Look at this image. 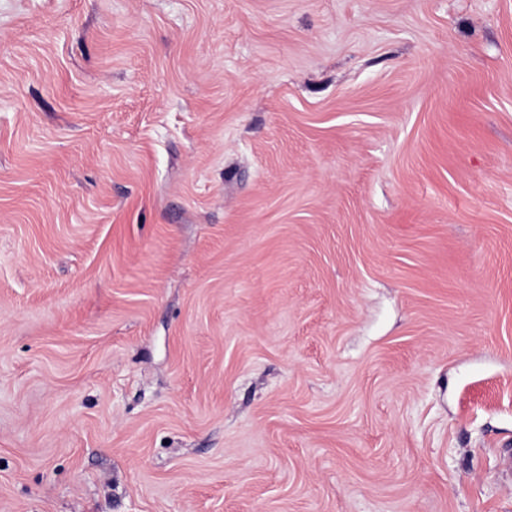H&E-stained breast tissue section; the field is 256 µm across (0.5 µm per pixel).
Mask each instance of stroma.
<instances>
[{
    "label": "stroma",
    "mask_w": 512,
    "mask_h": 512,
    "mask_svg": "<svg viewBox=\"0 0 512 512\" xmlns=\"http://www.w3.org/2000/svg\"><path fill=\"white\" fill-rule=\"evenodd\" d=\"M512 0H0V512H512Z\"/></svg>",
    "instance_id": "obj_1"
}]
</instances>
